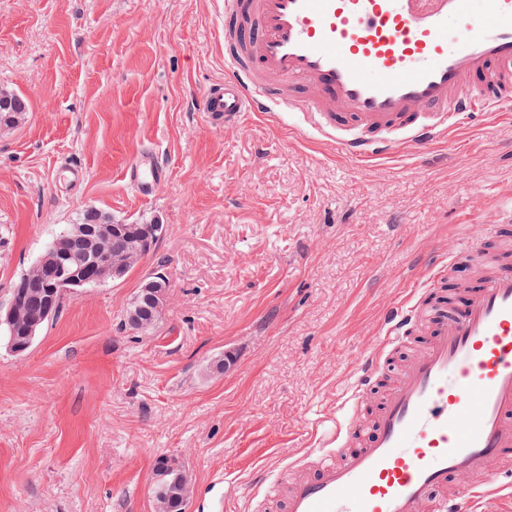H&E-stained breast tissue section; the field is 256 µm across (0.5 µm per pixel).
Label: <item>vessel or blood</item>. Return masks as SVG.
Masks as SVG:
<instances>
[{
  "instance_id": "vessel-or-blood-1",
  "label": "vessel or blood",
  "mask_w": 512,
  "mask_h": 512,
  "mask_svg": "<svg viewBox=\"0 0 512 512\" xmlns=\"http://www.w3.org/2000/svg\"><path fill=\"white\" fill-rule=\"evenodd\" d=\"M512 100V0H224V77L211 125L297 113L365 162L420 154ZM124 177L154 196V152ZM442 240L418 288L389 307L333 428L275 482L282 512H470L512 497V259L487 241ZM422 350L390 385L371 431L357 414L388 353Z\"/></svg>"
}]
</instances>
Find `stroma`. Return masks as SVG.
Masks as SVG:
<instances>
[{"label": "stroma", "mask_w": 512, "mask_h": 512, "mask_svg": "<svg viewBox=\"0 0 512 512\" xmlns=\"http://www.w3.org/2000/svg\"><path fill=\"white\" fill-rule=\"evenodd\" d=\"M223 75L221 0H0V88L29 104L0 128V305L84 208L167 227L123 279L68 293L26 355L0 344V512H153L160 455L187 512H261L257 481L317 442L436 240L512 202V108L362 168L285 114L210 125ZM154 147L145 200L123 170ZM69 163L86 178L58 190ZM155 274L140 334L124 312ZM169 464H170V460L166 456H159L155 462V468H154V472H155V476H156V484H155V488H154V511L155 512H169L168 509L163 505V503L159 502V500L164 499V497L166 495V490L156 492L157 486H158V481L160 479V477L158 476V473L160 471H165ZM171 466L172 467H168L169 471L164 479V482L166 483V485L170 486L174 482H176L177 484L183 483L187 479L184 471L178 465H175V463H173L172 461H171Z\"/></svg>", "instance_id": "obj_1"}]
</instances>
